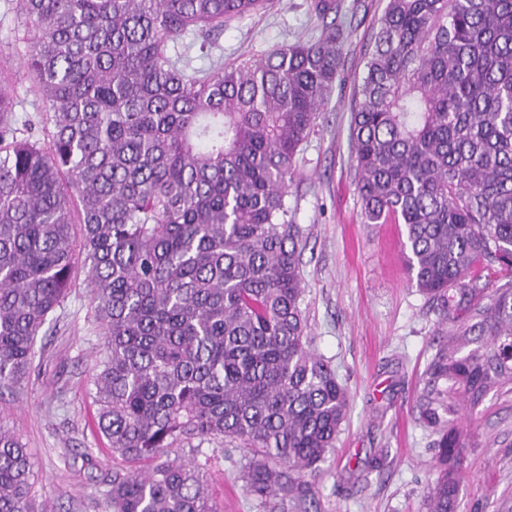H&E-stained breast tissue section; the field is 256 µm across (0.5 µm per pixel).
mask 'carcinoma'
Here are the masks:
<instances>
[{
  "instance_id": "cac0c4a2",
  "label": "carcinoma",
  "mask_w": 512,
  "mask_h": 512,
  "mask_svg": "<svg viewBox=\"0 0 512 512\" xmlns=\"http://www.w3.org/2000/svg\"><path fill=\"white\" fill-rule=\"evenodd\" d=\"M267 0H17L44 134L0 84V395L36 371L83 273L104 331L96 427L141 469L105 481L107 512H216L195 440L250 449L245 490L304 500L335 449L347 389L301 308L296 155L343 82L341 0L319 36L195 67ZM361 215L401 224L411 285L439 338L415 400L439 474L427 512H458L465 419L512 394V0H387L354 86ZM505 282L480 285V269ZM0 422V512H51Z\"/></svg>"
}]
</instances>
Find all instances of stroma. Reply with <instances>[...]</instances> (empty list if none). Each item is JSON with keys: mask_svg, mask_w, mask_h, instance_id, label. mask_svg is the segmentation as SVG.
I'll use <instances>...</instances> for the list:
<instances>
[{"mask_svg": "<svg viewBox=\"0 0 512 512\" xmlns=\"http://www.w3.org/2000/svg\"><path fill=\"white\" fill-rule=\"evenodd\" d=\"M310 3L270 0L265 12L231 22L218 40L225 62L318 37L322 22ZM342 4L344 81L328 95L296 157L285 203L303 232L310 346L331 360L348 389L349 410L334 452L312 481V501H288L286 512H426L434 450L414 420L413 403L433 352L436 316L408 282L403 225L362 219L348 139L353 87L386 0ZM27 52L11 0H0V72L15 88L18 116L35 120L39 108L22 66ZM102 341L86 289L73 290L55 331L42 339L38 371L19 391L0 395V420L31 455L35 495L55 512H105L103 482L121 465L92 423V354ZM470 426L474 446L462 464L458 512H512V395L488 396ZM171 454L204 468L219 512H266L240 478L248 449L206 441Z\"/></svg>", "mask_w": 512, "mask_h": 512, "instance_id": "stroma-1", "label": "stroma"}]
</instances>
